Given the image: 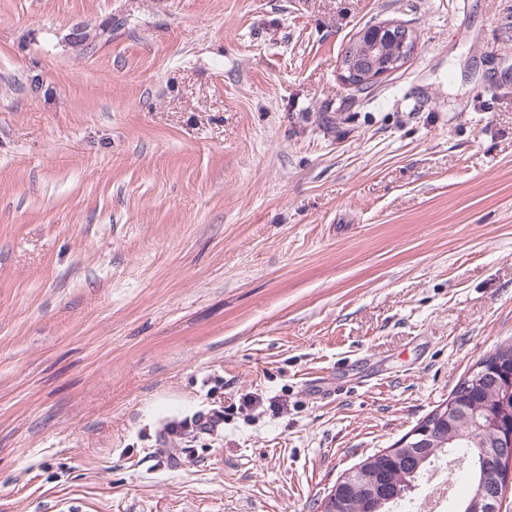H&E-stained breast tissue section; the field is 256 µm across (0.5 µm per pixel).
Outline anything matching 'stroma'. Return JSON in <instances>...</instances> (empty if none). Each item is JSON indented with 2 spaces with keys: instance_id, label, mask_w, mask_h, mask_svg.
<instances>
[{
  "instance_id": "obj_1",
  "label": "stroma",
  "mask_w": 512,
  "mask_h": 512,
  "mask_svg": "<svg viewBox=\"0 0 512 512\" xmlns=\"http://www.w3.org/2000/svg\"><path fill=\"white\" fill-rule=\"evenodd\" d=\"M511 343L512 0H0V512H320ZM362 44L363 53L346 50L339 61L341 83L366 91L382 78L402 70L416 50L415 31L400 21H382L364 26L352 44Z\"/></svg>"
}]
</instances>
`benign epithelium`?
Instances as JSON below:
<instances>
[{"instance_id":"1","label":"benign epithelium","mask_w":512,"mask_h":512,"mask_svg":"<svg viewBox=\"0 0 512 512\" xmlns=\"http://www.w3.org/2000/svg\"><path fill=\"white\" fill-rule=\"evenodd\" d=\"M354 43L365 46V52L345 51L339 61V78L348 88L366 91L406 66L416 50V34L403 22L382 21L364 26L357 32ZM497 373L496 386L504 393L502 406L487 411L472 423L475 428L497 433L478 448L492 480H480L473 496L462 506V512H491L499 493L512 481V406L508 405L512 398V366L499 367ZM429 435L430 426L419 424L402 442L386 449V454L393 456L411 448H423L429 442ZM351 481L370 500L393 501L386 497L384 478L372 459L358 466Z\"/></svg>"}]
</instances>
